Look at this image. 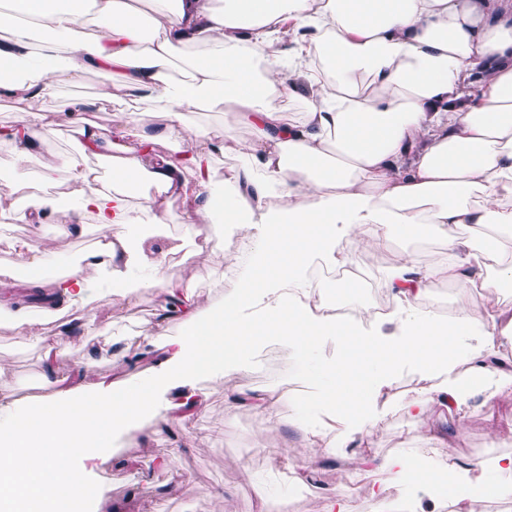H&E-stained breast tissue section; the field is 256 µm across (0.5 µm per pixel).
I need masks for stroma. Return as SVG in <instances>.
I'll return each mask as SVG.
<instances>
[{"mask_svg": "<svg viewBox=\"0 0 512 512\" xmlns=\"http://www.w3.org/2000/svg\"><path fill=\"white\" fill-rule=\"evenodd\" d=\"M103 80L90 74L80 85L62 90L59 96L21 103L0 99V126L12 124L21 110L43 113L46 117L44 153L61 154L75 148V122L88 123L112 131L120 123L124 106H103L99 101ZM89 100L87 112L71 118L67 104L71 98ZM65 214H52L45 223L23 224L17 221L7 197L0 195V264L13 261L8 244L39 236L44 248L55 251L60 261L78 255L91 243L90 237L76 238L57 233L68 224ZM214 243L208 262H199L189 249H178L180 227L167 225L144 242L149 256L165 252L172 256L175 273L183 284L194 289L203 304H222L233 287L224 281L228 258L238 255L244 231L221 225L211 229ZM160 327L168 336H176V321L163 318L159 301L144 300L123 310L102 301L85 318L71 340L69 353L61 360L62 372L75 374L87 353H94L95 372L115 383L127 379L123 362L116 355L121 339L136 334L144 326ZM45 360L37 335H16L0 321V385L19 398L36 401L47 393L42 383ZM421 382L417 376L401 373L390 386L394 400L383 411L380 423L358 436L355 455L384 457L402 448L424 446L429 425L442 422L438 408H430L425 422H415L404 409L414 400ZM201 408L184 421L168 419L148 422L152 438L140 433L123 434L113 439L95 461L87 475V488L110 485L112 497L100 503L92 493L82 499V512H258L259 498H270L280 485L281 469L292 467L304 458L306 437L290 425L280 428L277 445L261 437L266 418L258 411L229 408L223 387L207 380L196 384ZM449 428L461 429L465 443L456 455L463 462L483 457L487 446L496 454H512V391L501 392L493 401L477 394L468 401L463 417L447 422ZM176 457H169V449ZM383 474H369L347 469L345 464L323 463L311 473L302 495L296 498L295 512H325L326 499L336 484L355 487L358 512H377V501L368 489L371 484H387ZM214 490L225 491L224 501L211 498Z\"/></svg>", "mask_w": 512, "mask_h": 512, "instance_id": "stroma-1", "label": "stroma"}]
</instances>
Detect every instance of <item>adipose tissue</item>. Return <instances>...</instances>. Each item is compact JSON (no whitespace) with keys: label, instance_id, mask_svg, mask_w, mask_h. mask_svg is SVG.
Masks as SVG:
<instances>
[{"label":"adipose tissue","instance_id":"obj_1","mask_svg":"<svg viewBox=\"0 0 512 512\" xmlns=\"http://www.w3.org/2000/svg\"><path fill=\"white\" fill-rule=\"evenodd\" d=\"M104 77L108 91L130 103L123 129L78 128V145L40 162L13 192L26 201L17 219L41 224L59 203L47 190L67 172L73 234L95 220L94 247L52 281L36 273L51 258L34 242L17 249L32 269L25 286L56 294L66 307L92 308L108 288L135 303L180 295L175 339L139 338L161 351L158 367L130 386L77 381L18 411L0 388V512H55L89 462L116 430L138 427L144 414L184 416L197 405V378L223 384L247 366L265 342L280 340L311 362L310 376L326 420L344 412L347 434L307 448L308 460L335 455L351 435L380 420L393 378L426 379L411 417L428 406L461 413L459 372L512 389V307L496 292L512 284V0H0V97L26 101L56 96ZM235 113L244 136L225 137L237 154L216 193L210 158L215 143L188 123L200 109ZM165 125L151 127L154 113ZM44 117L23 113L0 129L12 166L27 164ZM171 143L169 154L153 143ZM111 161L103 180L87 154ZM176 192L181 218L159 201ZM180 221L195 241L202 225L247 229L251 260L222 308L201 314L180 278L146 258L140 238ZM129 235L113 237L115 225ZM437 238L425 260L402 251L380 286L392 308L387 331L346 323L326 313L330 301L308 275L312 259L349 262L347 246ZM468 291L452 319L422 307L434 283ZM336 356L313 363L325 344ZM184 392L181 401L165 396ZM424 448L382 458H354L396 486L437 484ZM472 491L455 512H478L487 488L512 496V455L492 464L448 467Z\"/></svg>","mask_w":512,"mask_h":512}]
</instances>
